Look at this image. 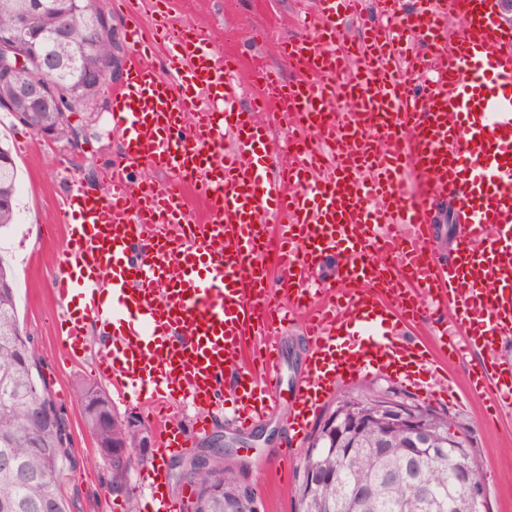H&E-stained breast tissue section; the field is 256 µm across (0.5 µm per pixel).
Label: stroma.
Segmentation results:
<instances>
[{"instance_id":"stroma-1","label":"stroma","mask_w":512,"mask_h":512,"mask_svg":"<svg viewBox=\"0 0 512 512\" xmlns=\"http://www.w3.org/2000/svg\"><path fill=\"white\" fill-rule=\"evenodd\" d=\"M297 2L175 0V15L203 30L217 52L230 49L247 61L261 58L271 68L282 71L286 65L274 42L293 35ZM97 108L91 135L77 154L66 142L44 140L0 111V136L6 137L12 148L23 187L17 201V220L11 230L0 234V254L13 267L20 321L39 349V371L71 435L77 466L67 472L61 484L68 512H128L129 507H142L143 499L138 496L129 503L110 493V468L97 451L76 395L77 383L98 380L94 360L100 332L95 324H88L83 350L76 359L66 360L52 329L57 305L53 279L65 238L63 225L55 220L57 200L63 191L60 173L65 169L75 171L81 187L97 190L101 187L102 166L120 153L119 140L112 129L111 90H104ZM305 354L303 325L290 321L281 333L284 386L274 415L252 429L242 430L229 419L230 405L212 407L209 433L191 438L181 454L164 461L171 497L181 499L192 493L180 462L202 449L223 447L232 449L227 464L255 488L265 512H295V487L304 450L288 446L289 402L293 387L305 373ZM479 359L475 352L449 362L448 374L457 386L454 399L447 401L414 392L385 375L365 377L364 385L370 393L397 390L407 402L447 413L454 430L474 450L485 481L489 512H512V414L492 415L487 400L468 390V373Z\"/></svg>"}]
</instances>
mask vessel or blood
Here are the masks:
<instances>
[{
	"instance_id": "vessel-or-blood-1",
	"label": "vessel or blood",
	"mask_w": 512,
	"mask_h": 512,
	"mask_svg": "<svg viewBox=\"0 0 512 512\" xmlns=\"http://www.w3.org/2000/svg\"><path fill=\"white\" fill-rule=\"evenodd\" d=\"M155 2L152 32L127 29L128 77L112 97L122 149L102 171L103 193L64 175L58 221L68 232L54 281L62 350L77 353L86 323L99 326L96 371L122 397L151 399L164 457L208 433L224 371L255 336L262 370L240 377L233 421L249 430L273 414L277 334L292 311L305 317L308 345L292 441L347 379L383 373L454 397L445 366L463 352L481 356L471 393L494 411L511 409L512 363L501 348L512 333V31L481 11L483 0H426L413 16L399 0H376L374 25L360 0H318L315 38L280 46L297 79L283 83L255 62L261 93L247 114L234 109L239 59L172 21V0ZM348 17L363 32L355 46L343 35ZM408 32L429 41L430 55L410 53ZM339 101L348 111L331 110ZM273 105L305 118L317 146L274 160L252 118ZM140 164L164 171L165 182L133 178ZM443 191L456 194L462 218L447 264L431 239V196ZM191 194L206 201L203 218H188ZM334 250L344 256L343 286L332 298L312 287L310 272ZM430 312L438 343L388 328L390 317L415 324ZM179 405L198 412L192 433L175 419ZM143 483L144 512H184L161 464Z\"/></svg>"
}]
</instances>
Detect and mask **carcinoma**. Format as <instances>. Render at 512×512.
Instances as JSON below:
<instances>
[{"mask_svg": "<svg viewBox=\"0 0 512 512\" xmlns=\"http://www.w3.org/2000/svg\"><path fill=\"white\" fill-rule=\"evenodd\" d=\"M18 0H0V31L14 24ZM29 27L50 30L74 9L73 0H31ZM121 51L113 35L112 17L102 14L101 22L73 31L66 42L32 43L28 47L27 74L55 83L61 99L68 100L69 112H84L103 89L88 82V70L105 71ZM50 52L64 62L65 69L54 77H44L36 59ZM40 121L56 127L60 139L68 138L73 127L68 112L46 109ZM19 192L18 171L7 142L0 138V229L15 223L16 198ZM38 349L19 319L15 303V278L10 263L0 256V458L7 456L15 464L13 470L0 469V512H67L60 487L66 471L74 468L70 434L66 423L57 419L51 391L37 370ZM78 398H90L91 406L83 411L84 422L95 442L105 445L104 456L112 471V490L127 487L124 499L133 498L131 471L146 458L120 457L109 453L107 445L126 450L138 447L137 431L130 419L112 414V425L101 428L97 419L113 409L112 400L94 383L76 387ZM326 432L320 423L305 450L298 485L309 480L306 470L314 467L330 473L328 481L318 482L312 494L297 493L298 512H470L463 495L454 490L453 464L444 455L432 454L417 466V476L432 490L425 499L398 483H390L386 475L401 468L404 434L392 433L382 456L372 453L371 444L378 430L365 427L358 433L361 447L350 456L327 454L313 456L314 447ZM195 501L192 512H224V500L239 494L241 480L236 470L226 464L224 450L211 449L208 468L188 473ZM370 488L372 494L358 499L356 488Z\"/></svg>", "mask_w": 512, "mask_h": 512, "instance_id": "cac0c4a2", "label": "carcinoma"}]
</instances>
